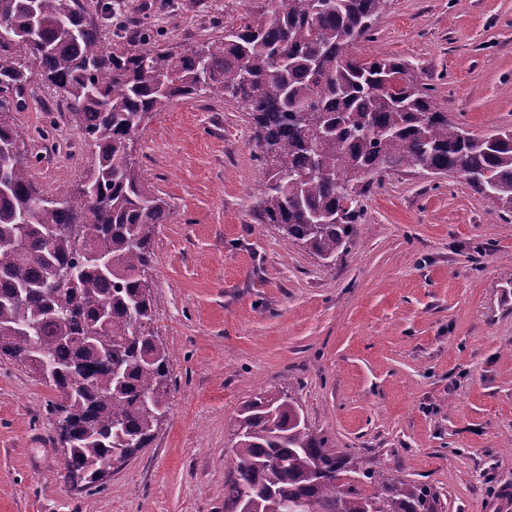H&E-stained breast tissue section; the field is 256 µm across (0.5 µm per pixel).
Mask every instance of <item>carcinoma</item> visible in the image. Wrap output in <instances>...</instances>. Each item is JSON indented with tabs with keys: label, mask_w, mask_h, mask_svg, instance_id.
Returning a JSON list of instances; mask_svg holds the SVG:
<instances>
[{
	"label": "carcinoma",
	"mask_w": 512,
	"mask_h": 512,
	"mask_svg": "<svg viewBox=\"0 0 512 512\" xmlns=\"http://www.w3.org/2000/svg\"><path fill=\"white\" fill-rule=\"evenodd\" d=\"M386 0H265V9L224 36L183 52L109 46L88 0H0V112L20 105L31 68L54 87L93 147L86 174L53 193L32 169L34 135L0 120V355L30 367L45 361L67 423L60 441L65 478L84 488L106 481L113 456L129 460L166 417L169 354L153 333L154 298L145 272L152 229L170 203L146 185L132 159L142 119L201 91L230 97L255 125L267 168L257 188L265 222L322 260L345 252L362 221L359 198L389 170L452 173L512 216V129L476 136L448 119L388 55L364 59ZM87 233L88 261L71 231ZM76 283L54 295L51 267ZM77 301L78 309L55 311ZM234 471L224 512H441L432 485L389 469L368 470L334 452L291 394L264 391L234 424ZM373 486L362 493L359 484Z\"/></svg>",
	"instance_id": "cac0c4a2"
}]
</instances>
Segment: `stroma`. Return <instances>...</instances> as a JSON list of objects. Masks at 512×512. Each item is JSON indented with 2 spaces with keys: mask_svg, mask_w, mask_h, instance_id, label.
<instances>
[{
  "mask_svg": "<svg viewBox=\"0 0 512 512\" xmlns=\"http://www.w3.org/2000/svg\"><path fill=\"white\" fill-rule=\"evenodd\" d=\"M261 0H122L104 19L181 52ZM360 52L409 61L450 120L512 127V0H387ZM40 94L10 122L53 129ZM250 115L175 101L134 142L171 204L153 229V329L170 352L166 419L96 490L74 488L47 405L55 389L0 356V512H224L243 402L285 391L333 451L438 488L445 512L512 499V217L453 174H385L346 253L317 259L262 221Z\"/></svg>",
  "mask_w": 512,
  "mask_h": 512,
  "instance_id": "stroma-1",
  "label": "stroma"
}]
</instances>
